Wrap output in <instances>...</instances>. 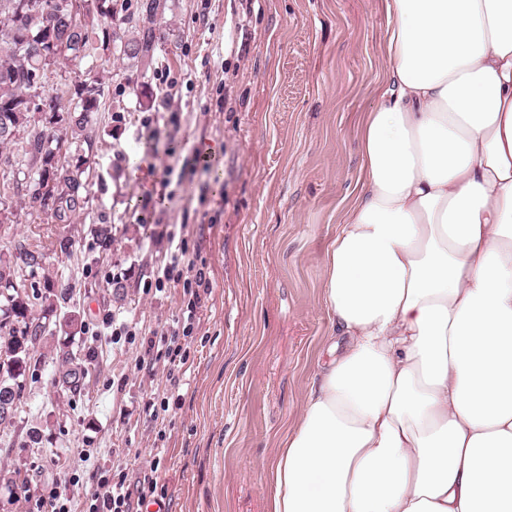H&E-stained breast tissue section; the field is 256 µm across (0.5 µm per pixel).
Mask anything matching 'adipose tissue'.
I'll return each instance as SVG.
<instances>
[{
	"label": "adipose tissue",
	"instance_id": "ef3b65f1",
	"mask_svg": "<svg viewBox=\"0 0 512 512\" xmlns=\"http://www.w3.org/2000/svg\"><path fill=\"white\" fill-rule=\"evenodd\" d=\"M390 88L268 512H512V0H384Z\"/></svg>",
	"mask_w": 512,
	"mask_h": 512
}]
</instances>
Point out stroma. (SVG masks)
Returning <instances> with one entry per match:
<instances>
[{
    "label": "stroma",
    "instance_id": "35a3bbf8",
    "mask_svg": "<svg viewBox=\"0 0 512 512\" xmlns=\"http://www.w3.org/2000/svg\"><path fill=\"white\" fill-rule=\"evenodd\" d=\"M166 38L147 66L97 50L104 98L88 152L89 204L48 225L22 194L0 224L18 242L71 236V256L36 273L70 290L82 328L44 347L89 363L80 393L55 388L49 360L0 427V512H33L56 488L81 512L100 476L156 481L168 512H267V471L301 417L336 323L322 294L326 249L360 188V121L389 87L383 0H161ZM152 103L140 104L136 85ZM217 145L209 171L201 144ZM112 227L99 253L92 225ZM184 238L211 286L182 385L142 368L143 338L165 331L182 288L156 290L168 234ZM168 398L158 420L148 402ZM41 441L28 443L30 431Z\"/></svg>",
    "mask_w": 512,
    "mask_h": 512
}]
</instances>
